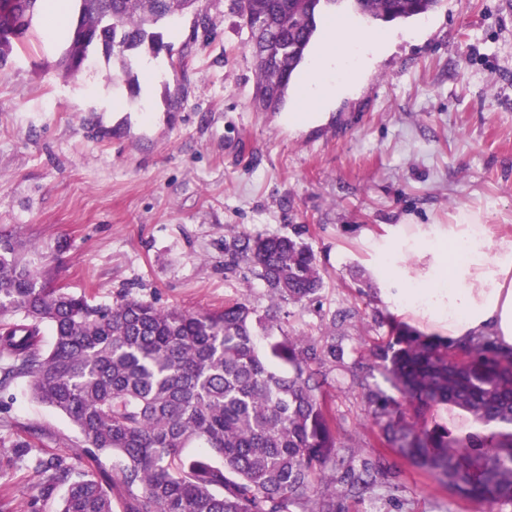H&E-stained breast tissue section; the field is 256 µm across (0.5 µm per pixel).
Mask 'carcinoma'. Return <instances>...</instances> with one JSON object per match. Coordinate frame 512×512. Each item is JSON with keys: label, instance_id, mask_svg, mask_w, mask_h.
<instances>
[{"label": "carcinoma", "instance_id": "1", "mask_svg": "<svg viewBox=\"0 0 512 512\" xmlns=\"http://www.w3.org/2000/svg\"><path fill=\"white\" fill-rule=\"evenodd\" d=\"M48 0H0V66ZM199 0H74L57 67L80 54L117 60L123 71L146 47L171 51L156 27ZM341 0H235L250 18L257 98L282 103L322 12ZM362 16L405 20L439 0H352ZM224 266L245 262L275 303H301L323 285L312 249L291 236L238 235ZM274 316L245 301L213 312L162 308L130 294L95 305L53 285L44 256L16 234H0V389L28 382L31 398L80 435L78 471L59 456L35 470L59 512H336V498L362 497L369 468L336 476V427L318 376L325 358L299 337L257 342ZM52 332L45 346L42 327ZM395 399L369 391L387 444L454 495L512 505V355L487 338L448 352V343L407 331L382 350ZM438 405L469 415L480 433L409 422ZM187 448L203 452L187 455Z\"/></svg>", "mask_w": 512, "mask_h": 512}]
</instances>
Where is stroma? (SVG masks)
<instances>
[{"mask_svg":"<svg viewBox=\"0 0 512 512\" xmlns=\"http://www.w3.org/2000/svg\"><path fill=\"white\" fill-rule=\"evenodd\" d=\"M200 5L211 33L194 36L190 14L163 29L188 64L160 54L148 108L130 80L150 51L128 76L100 56L65 76L63 40L34 20L28 50L0 67V233L20 232L55 285L94 303L128 292L190 312L233 300L265 311L264 282L248 265L225 269V248L243 233L300 235L324 285L282 305L273 334L335 347L321 379L336 471L376 477L370 497L337 501L336 512H512L453 495L381 446L366 403L368 390H391L379 348L404 325L380 297L371 239L463 210L512 226V0H441L388 23L341 0L332 15L393 42L314 123L295 115L300 74L278 110L256 108L248 28L232 0ZM31 428V455L0 469V512H57L35 459L77 461V430L18 379L0 392V446Z\"/></svg>","mask_w":512,"mask_h":512,"instance_id":"stroma-1","label":"stroma"}]
</instances>
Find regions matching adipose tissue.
I'll list each match as a JSON object with an SVG mask.
<instances>
[{
	"mask_svg": "<svg viewBox=\"0 0 512 512\" xmlns=\"http://www.w3.org/2000/svg\"><path fill=\"white\" fill-rule=\"evenodd\" d=\"M386 40L377 30L353 36L348 26L329 28L299 100L300 117H321ZM399 236L425 264L384 267L385 275L406 282L402 288L382 289L392 310L448 344L488 337L500 352L512 353V232L495 230L480 214L463 210L448 225H402Z\"/></svg>",
	"mask_w": 512,
	"mask_h": 512,
	"instance_id": "ef3b65f1",
	"label": "adipose tissue"
}]
</instances>
